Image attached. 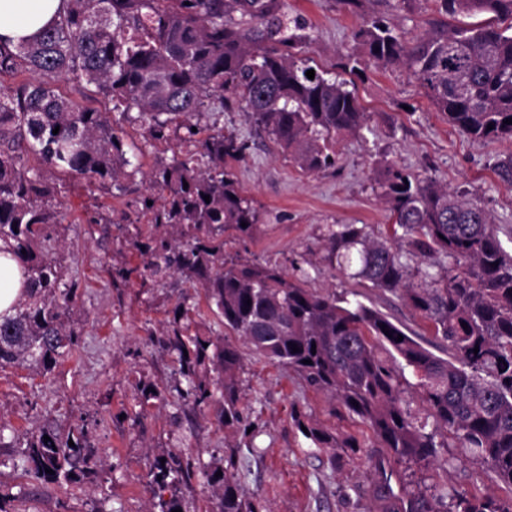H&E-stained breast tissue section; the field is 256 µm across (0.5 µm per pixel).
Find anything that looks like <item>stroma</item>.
Instances as JSON below:
<instances>
[{
  "instance_id": "35a3bbf8",
  "label": "stroma",
  "mask_w": 512,
  "mask_h": 512,
  "mask_svg": "<svg viewBox=\"0 0 512 512\" xmlns=\"http://www.w3.org/2000/svg\"><path fill=\"white\" fill-rule=\"evenodd\" d=\"M280 8L310 34L313 66L335 73L340 56L354 48L357 17L337 0H280ZM367 9L382 11L386 22L409 38L422 36L438 19L430 0H392L388 6L369 0ZM355 88L369 114L368 128L339 136L335 166L315 174L301 171L272 140L257 135L238 106L217 113L218 129L249 143L245 158L228 167L258 212L253 236L225 232L224 256L279 266L289 277L302 278L307 288L339 296L358 293L360 301L403 324L437 354L442 342L401 298L361 285L325 261L327 228L366 224L375 233L391 235L392 218L380 197L376 171L393 163L479 200L494 215L502 246L511 253L512 186L498 178L494 165L512 154V144L473 142L433 108L405 69L367 68ZM122 137L140 149V170L123 179L122 189L44 173L63 186V220L52 235L58 241L55 257L67 279L78 284V346L45 375L0 370V419L20 434L45 425L65 432L89 421V440L99 450V462L95 482L68 489L50 486L31 502L29 512H92L102 498L110 512H160L161 501L174 497L183 512H213L216 498L202 474L160 489L151 482V463L171 450L186 461L220 464L229 442L238 446L240 483L264 512H380L371 460L383 451L375 447L370 430L358 419L334 414L324 394L266 358L248 356L240 376L241 404L253 425L249 435L225 430L212 408L197 425L183 419L173 390L179 364L154 339L165 331L181 297L191 309L193 332L220 336L224 327L202 289L176 277H150L143 257L129 243L134 229L149 227L140 210L147 176L157 161L171 160L179 151L178 139L154 141L129 123L123 124ZM145 385L160 393L147 407L136 399ZM297 412L356 436L370 446L369 458L332 465L329 452L315 448L296 426ZM386 468L396 489L412 480L512 504V489L473 464L468 450L454 441L440 449L432 467L416 475L394 462Z\"/></svg>"
}]
</instances>
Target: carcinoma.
<instances>
[{
  "label": "carcinoma",
  "instance_id": "carcinoma-1",
  "mask_svg": "<svg viewBox=\"0 0 512 512\" xmlns=\"http://www.w3.org/2000/svg\"><path fill=\"white\" fill-rule=\"evenodd\" d=\"M63 2L66 7L33 36L17 44L0 36V76L30 75L12 89L0 87V246L12 252L24 275L13 314L0 317V369L50 373L78 342V284L66 280L52 257L50 227L60 223L61 186L28 167L29 157L119 191L120 179L131 176L132 162L109 113L80 108L52 86L71 80L83 95L113 103L123 119L143 122L152 140L167 139L173 126L184 130V150L152 170L150 193L140 201L152 227L163 232L138 233L133 247L147 258L151 276L177 273L203 289L229 332L190 336L183 323L188 308L175 305L158 344L178 356L186 387L175 390L187 416L214 402L200 374L216 371L224 375L218 417L225 428L247 434L240 341L360 419L394 461L429 467L437 449L448 447L437 441L443 435L473 450V461L512 489V255L490 212L431 178L390 166L378 185L394 223L414 253L441 259L413 273L369 225L327 230L324 259L360 283L403 298L431 324L446 358L358 300L305 288L276 266L229 262L224 232L248 236L258 223L224 167L228 158L242 159L248 144L222 132L200 137L208 130L202 119L237 104L302 171L318 173L336 165V136L357 134L368 121L355 90L338 75L306 76L310 37L281 12L280 0ZM363 2L339 0L362 17L354 32L357 51L340 57L341 73L358 77L370 65L404 68L448 124L477 142H512V124L506 123L512 118V0H431L442 16L492 19L451 27L439 21L415 40L380 16L364 15ZM411 389L422 417L406 399ZM294 420L304 425L300 414ZM306 429L305 437L333 458L359 451L352 436L340 438L318 424ZM21 467L35 481V494L48 485L92 482L96 451L87 424L64 435L51 426L26 433ZM151 469L161 489L168 478L189 474L171 451L156 456ZM234 470L232 454L224 465L206 468L207 484L217 492L216 512H261ZM427 491L392 502L393 490L380 488L378 497L385 501L383 512H442L445 495L435 486ZM450 512L507 510L492 497L457 492Z\"/></svg>",
  "mask_w": 512,
  "mask_h": 512
}]
</instances>
